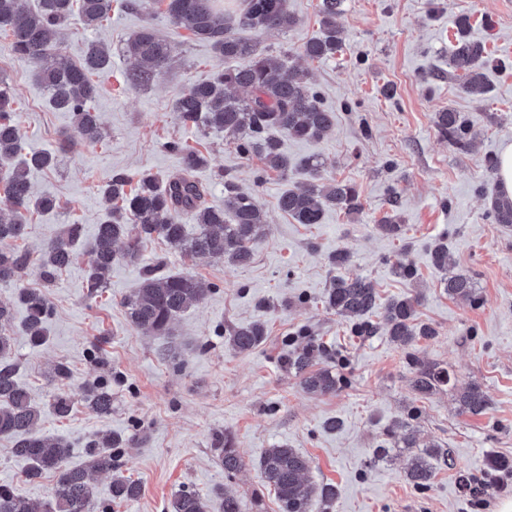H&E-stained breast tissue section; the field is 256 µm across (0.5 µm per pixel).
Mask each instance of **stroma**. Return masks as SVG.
I'll use <instances>...</instances> for the list:
<instances>
[{"mask_svg": "<svg viewBox=\"0 0 512 512\" xmlns=\"http://www.w3.org/2000/svg\"><path fill=\"white\" fill-rule=\"evenodd\" d=\"M288 9L298 26L258 35L257 45L311 72L336 125L317 141L284 139L283 150L293 161L323 158L328 177L354 186L362 204L352 213L326 211L319 224L296 223L277 207L285 189L304 182L302 172L285 178L264 171L223 134L203 135L176 120L174 97L211 79L224 63L208 43L172 26L162 5L148 17L126 0H113L110 21L93 30L73 21L61 44L75 61L91 40L111 50V70L95 77L102 126L95 144L81 138L69 113L50 106L35 66L14 55L0 33V79L13 90L24 145L58 155L54 169L30 176L35 193L55 198L57 207L30 217L17 250L37 255L74 222L94 233L107 207L104 189L117 173L177 174L181 159L166 149L170 140L207 155L209 164L197 178L208 204L223 205L222 176L228 173L254 193L268 219L245 268L185 257L155 240L144 244L138 263L113 265L95 297L86 288L84 253L53 283L31 270L0 283V303L14 306L9 332L16 379L43 410L42 433L70 439V465H86V444L97 436H132L121 471L142 484L143 494L113 501L111 474H94L99 512H166L184 487L203 495L210 512H221L227 487L240 497L243 512H280L258 468L264 449L273 446L299 450L310 460V481L335 487L329 512H497L512 500L511 483L467 491L460 478L481 476L494 457L512 459V226L494 222L481 189L484 160L498 158L512 144V0H343L341 51L322 60L298 52L320 33L317 0H288ZM462 17L493 60L486 92L476 97L464 93L448 71V49ZM147 22L169 44L171 62L157 81L133 89L124 82L131 66L125 46ZM447 109L469 120V151L455 150L438 135L434 116ZM387 214L401 224L397 238L378 230ZM439 240L448 244L444 269L431 259ZM338 250L350 255L340 269L329 260ZM400 262L416 269L415 279L396 275ZM145 266L161 275L193 274L210 289L166 336L132 326L123 305ZM454 274L472 279L477 303L449 297L444 282ZM338 275L368 278L384 303L420 295L417 319L435 327L436 336L400 346L381 332L354 335L350 322L323 302ZM22 288L41 291L53 308L48 339L38 347L20 332L25 310L14 300ZM251 323L264 325V341L248 353L233 350L223 331ZM305 332L336 355L333 366L342 383L335 393H306L283 363L289 345ZM417 359L453 371L454 385L418 398L411 385ZM60 364L68 367L69 379L56 377ZM92 380L110 387L111 415L81 406L83 385ZM471 384L490 401L485 414L460 408L458 392ZM60 392L77 402L65 419L49 407ZM412 408L415 446L408 449L391 429ZM218 432L243 459L230 480L212 451ZM437 445L451 450L453 464L437 469L431 488L417 489L405 479L404 464L413 449ZM12 446V439L0 437V485L42 506L56 475L26 479L28 464L13 455ZM383 448L389 451L384 459Z\"/></svg>", "mask_w": 512, "mask_h": 512, "instance_id": "35a3bbf8", "label": "stroma"}]
</instances>
